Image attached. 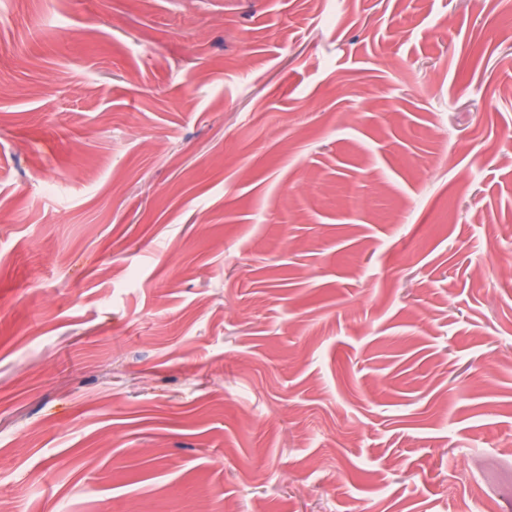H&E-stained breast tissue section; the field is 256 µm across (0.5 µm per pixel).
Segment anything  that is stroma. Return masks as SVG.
Listing matches in <instances>:
<instances>
[{
  "label": "stroma",
  "instance_id": "stroma-1",
  "mask_svg": "<svg viewBox=\"0 0 512 512\" xmlns=\"http://www.w3.org/2000/svg\"><path fill=\"white\" fill-rule=\"evenodd\" d=\"M512 0H0L12 512H512Z\"/></svg>",
  "mask_w": 512,
  "mask_h": 512
}]
</instances>
